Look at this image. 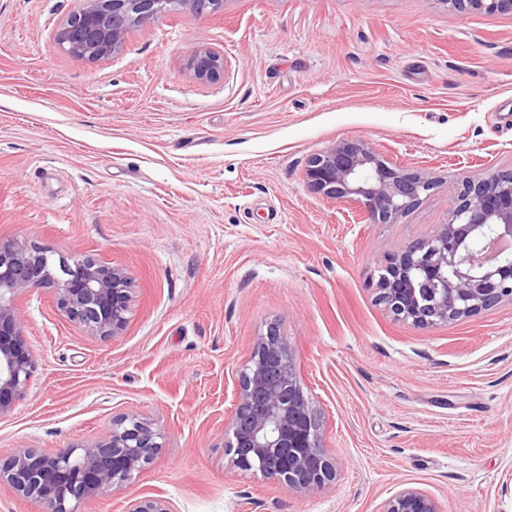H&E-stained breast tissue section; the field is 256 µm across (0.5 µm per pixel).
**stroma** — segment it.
<instances>
[{
	"label": "stroma",
	"mask_w": 512,
	"mask_h": 512,
	"mask_svg": "<svg viewBox=\"0 0 512 512\" xmlns=\"http://www.w3.org/2000/svg\"><path fill=\"white\" fill-rule=\"evenodd\" d=\"M76 0H0V238L94 254L133 278L122 336L49 293L20 302L36 369L0 418V459L54 452L137 413L166 435L126 489L172 512H376L404 487L440 512H512V304L432 328L371 277L446 223L454 175L512 164V13L440 0H224L139 27L85 63L54 35ZM219 51L224 71L187 60ZM363 140L437 185L372 224L307 185L315 153ZM277 324L338 460L298 496L230 469L224 431L254 339ZM188 67L196 78L213 80L223 72L224 59L219 52L211 48H200L190 56Z\"/></svg>",
	"instance_id": "stroma-1"
}]
</instances>
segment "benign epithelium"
Instances as JSON below:
<instances>
[{
	"mask_svg": "<svg viewBox=\"0 0 512 512\" xmlns=\"http://www.w3.org/2000/svg\"><path fill=\"white\" fill-rule=\"evenodd\" d=\"M54 39L87 62L123 51L130 34L178 4L197 12L223 0H78ZM456 12H512V0H438ZM198 79L224 70L211 48L193 52ZM307 185L335 203L353 206L373 224H395L434 188L427 174L389 160L371 144L341 140L314 154ZM448 222L385 250L375 283L377 301L396 319L418 327L457 321L512 303V165L459 173ZM53 295L56 308L92 336L114 338L129 322L133 282L120 266L93 255L64 257L39 244L0 240V418L24 396L35 362L18 300L33 291ZM323 422L304 390L288 338L274 325L257 336L234 389L224 446L230 468L305 496L336 477L323 445ZM164 432L124 415L95 440L53 453L28 447L0 463V482L42 512H77L87 499L130 484L164 447ZM125 512H172L159 496L133 497ZM377 512H440L431 495L403 488Z\"/></svg>",
	"mask_w": 512,
	"mask_h": 512,
	"instance_id": "benign-epithelium-1",
	"label": "benign epithelium"
}]
</instances>
